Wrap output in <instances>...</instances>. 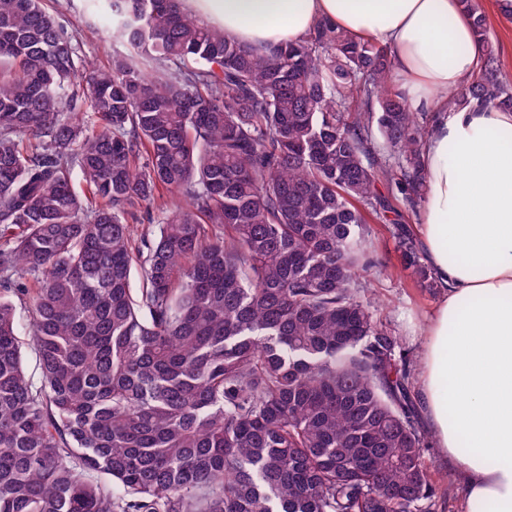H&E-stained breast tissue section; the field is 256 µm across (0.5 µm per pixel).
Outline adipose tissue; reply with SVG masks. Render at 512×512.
Here are the masks:
<instances>
[{"mask_svg":"<svg viewBox=\"0 0 512 512\" xmlns=\"http://www.w3.org/2000/svg\"><path fill=\"white\" fill-rule=\"evenodd\" d=\"M227 39L259 46L328 22L389 48L424 140L416 231L441 286L423 324L417 390L463 512H512V110L449 104L483 54L460 0H184Z\"/></svg>","mask_w":512,"mask_h":512,"instance_id":"ef3b65f1","label":"adipose tissue"}]
</instances>
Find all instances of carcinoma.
I'll list each match as a JSON object with an SVG mask.
<instances>
[{
    "mask_svg": "<svg viewBox=\"0 0 512 512\" xmlns=\"http://www.w3.org/2000/svg\"><path fill=\"white\" fill-rule=\"evenodd\" d=\"M86 2L129 47L107 70L43 0H0V512H436L413 359L364 298L372 223L436 288L389 49ZM461 3L484 60L459 98L512 109Z\"/></svg>",
    "mask_w": 512,
    "mask_h": 512,
    "instance_id": "obj_1",
    "label": "carcinoma"
}]
</instances>
